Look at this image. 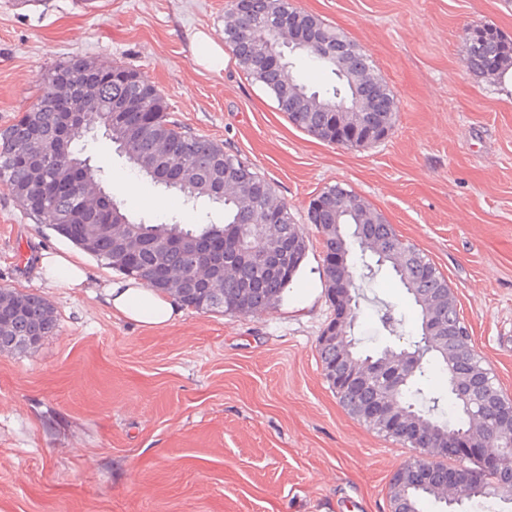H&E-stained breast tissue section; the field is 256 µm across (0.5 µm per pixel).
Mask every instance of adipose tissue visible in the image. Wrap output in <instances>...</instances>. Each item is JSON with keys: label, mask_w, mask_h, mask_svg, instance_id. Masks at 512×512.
<instances>
[{"label": "adipose tissue", "mask_w": 512, "mask_h": 512, "mask_svg": "<svg viewBox=\"0 0 512 512\" xmlns=\"http://www.w3.org/2000/svg\"><path fill=\"white\" fill-rule=\"evenodd\" d=\"M40 263L49 283L70 289H82L93 280L94 274L84 260L75 253L44 251ZM102 297L114 317L132 321L149 328L173 324L182 315L178 303L144 286L142 282L127 279L102 285Z\"/></svg>", "instance_id": "ef3b65f1"}]
</instances>
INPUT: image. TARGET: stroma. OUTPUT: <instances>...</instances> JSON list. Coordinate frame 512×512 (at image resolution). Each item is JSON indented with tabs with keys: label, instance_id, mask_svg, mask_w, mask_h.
I'll use <instances>...</instances> for the list:
<instances>
[{
	"label": "stroma",
	"instance_id": "35a3bbf8",
	"mask_svg": "<svg viewBox=\"0 0 512 512\" xmlns=\"http://www.w3.org/2000/svg\"><path fill=\"white\" fill-rule=\"evenodd\" d=\"M370 54L397 120L368 148L292 126L225 53L228 0H0V130L73 59L123 62L166 97L172 119L251 163L309 241L281 301L254 315L185 310L145 328L113 317L96 288L47 284L43 250L71 244L0 185V288L53 307V335L0 354V512H390L387 486L415 451L347 413L321 370L333 316L310 199L341 184L382 211L447 277L474 346L512 398V75L466 62L465 31L512 39V0H295ZM114 195L154 214L163 191L133 178L109 140L90 146ZM353 333L368 352L406 346L417 314L388 269L363 283ZM405 318L402 337L378 312ZM194 40L203 43L205 50L202 55H198V62L209 69L220 70L224 68V50L214 40L204 35L201 37L196 34Z\"/></svg>",
	"mask_w": 512,
	"mask_h": 512
}]
</instances>
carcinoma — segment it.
<instances>
[{"mask_svg":"<svg viewBox=\"0 0 512 512\" xmlns=\"http://www.w3.org/2000/svg\"><path fill=\"white\" fill-rule=\"evenodd\" d=\"M289 14L294 16L290 28L283 25ZM296 31L315 37L316 44L298 54L336 77L332 92L309 88L289 59L271 61L275 42H292ZM224 40L239 67L277 105L292 104L295 111L286 117L294 127L329 144L337 143L336 131L345 126L392 131L396 100L374 61L344 32L298 9L292 0H251L244 10L233 3ZM465 40L472 71L495 76L512 67V42L496 27L475 25ZM90 124L103 127L134 172L172 193L183 209L144 218L112 196L90 217L78 219L83 204L106 183L103 167L90 164L86 131L79 130ZM48 154L54 158L50 166L43 162ZM0 184L26 211L83 252L200 313L258 314L272 308L297 275L308 249L288 205H273L271 183L223 144L171 120L162 92L121 62L105 76L95 62L85 59L45 74L36 102L0 136ZM202 200L222 212L224 221L215 222L209 212L186 219L184 211L196 209ZM307 221L315 226L324 249L341 256L339 265H326L327 296L333 303L336 284L348 287L349 323L360 310L357 279L365 277L356 274L350 262L355 245L380 262H391L420 322H438V330L422 329L409 342L416 367L392 389V406L431 430V451L439 458L432 463L418 450L404 465L403 478L389 483L387 497L390 512H423L429 501L446 504L448 512H463V505L448 504L451 497L443 481L448 469L460 465L458 459L448 464L454 454L448 436L463 432L480 440L494 427L499 406L509 398L474 349L448 279L427 254L402 239L380 211L341 186L327 187L310 200ZM252 248L281 254L278 268L266 273L239 263L236 250ZM210 265L218 268L213 281L198 280L196 269ZM56 322L54 309L43 297L0 290V329L9 330V335L43 339L54 333ZM379 322L391 336L400 332L403 318L387 308ZM318 353L328 382L338 373L361 372L369 364L379 365L385 378L404 368L402 353L387 349L377 358L364 356L353 339L320 343ZM435 369L447 381L446 395L425 392ZM383 392L374 384L338 398L352 417L389 438L383 422L363 417ZM478 497L512 503V484L501 485L492 477L470 495Z\"/></svg>","mask_w":512,"mask_h":512,"instance_id":"obj_1","label":"carcinoma"}]
</instances>
